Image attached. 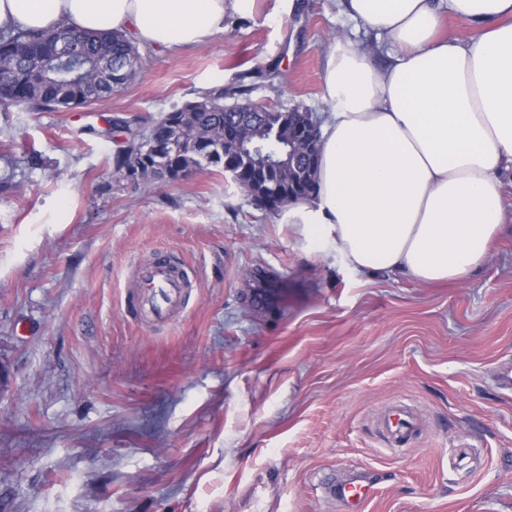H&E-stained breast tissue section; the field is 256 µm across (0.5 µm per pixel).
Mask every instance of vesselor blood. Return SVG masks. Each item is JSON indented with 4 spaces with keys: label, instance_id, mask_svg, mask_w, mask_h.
Segmentation results:
<instances>
[{
    "label": "vessel or blood",
    "instance_id": "1",
    "mask_svg": "<svg viewBox=\"0 0 512 512\" xmlns=\"http://www.w3.org/2000/svg\"><path fill=\"white\" fill-rule=\"evenodd\" d=\"M184 289L181 269L169 254L160 253L139 265L128 306L146 323L167 324L180 316ZM381 424L391 441L401 446L418 428L419 419L414 411L399 410L385 415ZM375 492L374 483L359 473L338 479L331 486L333 497L345 512H364Z\"/></svg>",
    "mask_w": 512,
    "mask_h": 512
}]
</instances>
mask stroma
<instances>
[{"label": "stroma", "mask_w": 512, "mask_h": 512, "mask_svg": "<svg viewBox=\"0 0 512 512\" xmlns=\"http://www.w3.org/2000/svg\"><path fill=\"white\" fill-rule=\"evenodd\" d=\"M375 47L338 0H255L210 42L141 48L134 79L66 112L0 107V512H512V223L468 280L348 268L222 169L116 182L112 119L144 129L209 90L323 121L328 44ZM40 157L41 165L30 162ZM190 281L177 321L128 313L140 263ZM413 405L389 447L378 415ZM375 492V484L360 473L337 479L331 486L332 496L346 512H363Z\"/></svg>", "instance_id": "35a3bbf8"}]
</instances>
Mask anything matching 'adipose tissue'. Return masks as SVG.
<instances>
[{
	"mask_svg": "<svg viewBox=\"0 0 512 512\" xmlns=\"http://www.w3.org/2000/svg\"><path fill=\"white\" fill-rule=\"evenodd\" d=\"M254 0H0V28L116 31L176 51L223 32ZM375 31L391 62L329 47L320 163L312 198L286 217L329 241L357 272L462 281L490 258L507 221L512 169V0H340ZM474 36H441L443 17Z\"/></svg>",
	"mask_w": 512,
	"mask_h": 512,
	"instance_id": "ef3b65f1",
	"label": "adipose tissue"
}]
</instances>
